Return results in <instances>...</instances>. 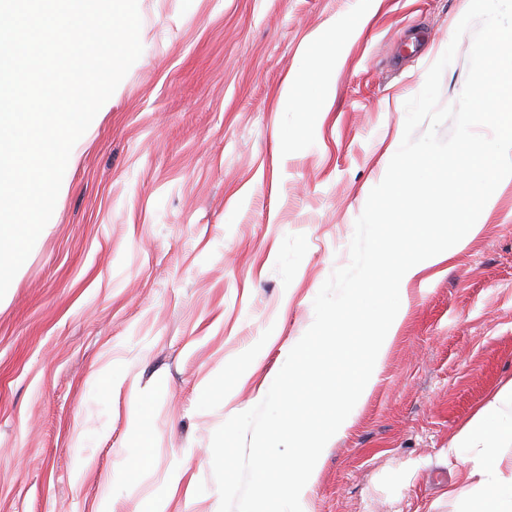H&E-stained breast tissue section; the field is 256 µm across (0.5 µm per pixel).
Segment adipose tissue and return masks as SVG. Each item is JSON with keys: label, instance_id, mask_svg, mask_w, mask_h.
Instances as JSON below:
<instances>
[{"label": "adipose tissue", "instance_id": "ef3b65f1", "mask_svg": "<svg viewBox=\"0 0 512 512\" xmlns=\"http://www.w3.org/2000/svg\"><path fill=\"white\" fill-rule=\"evenodd\" d=\"M358 34V29L346 26L328 34H315V41L328 52L321 64L324 76L310 96L316 111H327L335 96L331 74L338 60L337 45L346 44ZM464 245V240L460 239L454 247L442 246L435 240L428 225H419L416 247L390 256L389 261L394 267L392 275L378 277L374 269L369 267L361 272L357 280L356 288L366 286L382 296V314L367 315L355 301V288L343 290L337 295L335 312L367 318L371 325L376 344L368 353L370 372L350 393L341 397L340 408L331 427L315 436L312 450L289 458L287 463L280 465L281 477L275 487L280 502L279 512H307L306 495L322 465V453L330 448L335 437L352 426L359 408L376 383L383 356L407 313L409 287L422 279L427 270L450 261ZM507 430L512 431L511 385L488 398L448 444V452L454 456L460 455L465 448L479 449L480 454L469 476L478 490L487 493L489 512H512V475H504L497 452L498 438Z\"/></svg>", "mask_w": 512, "mask_h": 512}]
</instances>
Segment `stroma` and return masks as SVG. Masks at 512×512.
<instances>
[{
  "mask_svg": "<svg viewBox=\"0 0 512 512\" xmlns=\"http://www.w3.org/2000/svg\"><path fill=\"white\" fill-rule=\"evenodd\" d=\"M469 0H138L143 52L72 149L67 193L0 298V512H219L211 440L262 400L349 262L404 103ZM341 47L324 121L279 105L315 33ZM410 288L309 512H486L448 444L512 382V182ZM259 365H252L256 350Z\"/></svg>",
  "mask_w": 512,
  "mask_h": 512,
  "instance_id": "stroma-1",
  "label": "stroma"
}]
</instances>
